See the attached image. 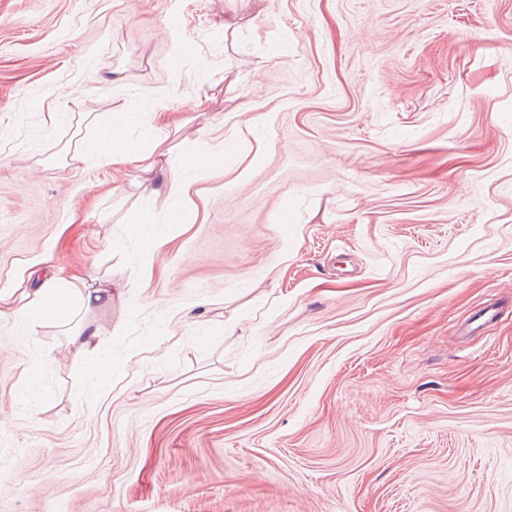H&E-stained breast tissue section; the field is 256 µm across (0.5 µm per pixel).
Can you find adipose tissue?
Wrapping results in <instances>:
<instances>
[{"label": "adipose tissue", "instance_id": "obj_1", "mask_svg": "<svg viewBox=\"0 0 512 512\" xmlns=\"http://www.w3.org/2000/svg\"><path fill=\"white\" fill-rule=\"evenodd\" d=\"M123 134L124 127L121 123L110 122L103 128L100 139L85 144L84 152L103 165L122 166L134 162L143 170H150L155 163L156 152L165 143L164 136H156L151 147L145 150L135 148L127 142L119 147L105 146V138H122ZM111 298V289L87 287L80 274H55L43 280L37 289H29L21 282L11 293L0 294V316L13 314L34 323L41 318L54 316L55 309L59 306L72 314L77 307L95 306L110 301Z\"/></svg>", "mask_w": 512, "mask_h": 512}]
</instances>
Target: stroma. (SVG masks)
Listing matches in <instances>:
<instances>
[{
    "instance_id": "obj_1",
    "label": "stroma",
    "mask_w": 512,
    "mask_h": 512,
    "mask_svg": "<svg viewBox=\"0 0 512 512\" xmlns=\"http://www.w3.org/2000/svg\"><path fill=\"white\" fill-rule=\"evenodd\" d=\"M156 108L150 185L83 157ZM50 267L112 301L0 318V512H512V0H0V291Z\"/></svg>"
}]
</instances>
